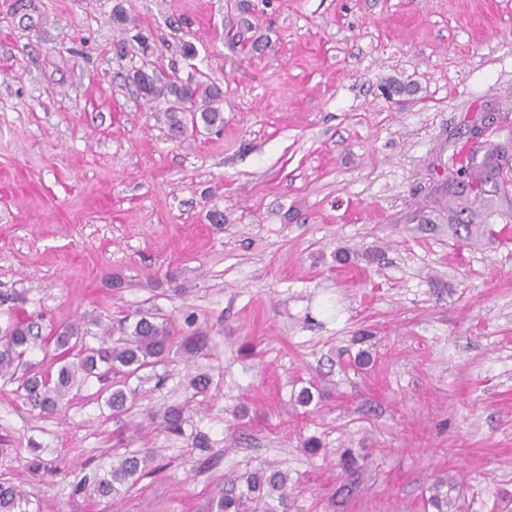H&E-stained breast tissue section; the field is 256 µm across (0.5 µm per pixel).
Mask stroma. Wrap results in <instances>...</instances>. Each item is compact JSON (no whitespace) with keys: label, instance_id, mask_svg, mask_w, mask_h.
I'll return each mask as SVG.
<instances>
[{"label":"stroma","instance_id":"35a3bbf8","mask_svg":"<svg viewBox=\"0 0 512 512\" xmlns=\"http://www.w3.org/2000/svg\"><path fill=\"white\" fill-rule=\"evenodd\" d=\"M250 2L261 52L225 0H0V330L93 346L141 309L209 338L118 418L97 380L41 416L0 378V481L22 512H206L278 468L291 512H436L437 480L512 512V0ZM147 59L219 85L223 126L170 138L125 79ZM174 404L180 436L149 421ZM129 446L159 473L96 496Z\"/></svg>","mask_w":512,"mask_h":512}]
</instances>
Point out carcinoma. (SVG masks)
Instances as JSON below:
<instances>
[{
	"label": "carcinoma",
	"instance_id": "carcinoma-1",
	"mask_svg": "<svg viewBox=\"0 0 512 512\" xmlns=\"http://www.w3.org/2000/svg\"><path fill=\"white\" fill-rule=\"evenodd\" d=\"M128 80L138 95L147 101L162 100L164 123L170 136L180 134L188 125L202 123L207 128L224 124L219 107L224 92L215 84L190 74L185 78L175 72H166L153 64H144L129 70ZM78 328L65 325L50 336L41 334L37 323L17 319L0 332V374L13 376L23 365L27 353L39 346L54 345L53 374L26 371L17 391L33 407L43 412L56 410L62 397L78 382L79 376L112 374V391L107 404L116 413L126 410L134 402L140 389L131 388L128 380L136 378L144 383L152 379L151 371L164 362L174 347L171 325L156 320L148 313L127 314L110 324L100 326L101 342L97 347L77 348ZM186 408L169 406L162 415L161 427L165 432L183 434ZM153 458L137 451L117 456L106 477L93 479V490L101 498L120 496L123 489L135 485L144 477L157 473L149 467ZM246 490L238 489V480L228 478L208 502L209 512H261L257 504L263 503L266 512H290L294 489L288 487V473L267 469L246 477ZM443 482L431 485L429 503L437 512H446L448 497L442 492ZM23 494L15 486L0 483V512H17Z\"/></svg>",
	"mask_w": 512,
	"mask_h": 512
}]
</instances>
